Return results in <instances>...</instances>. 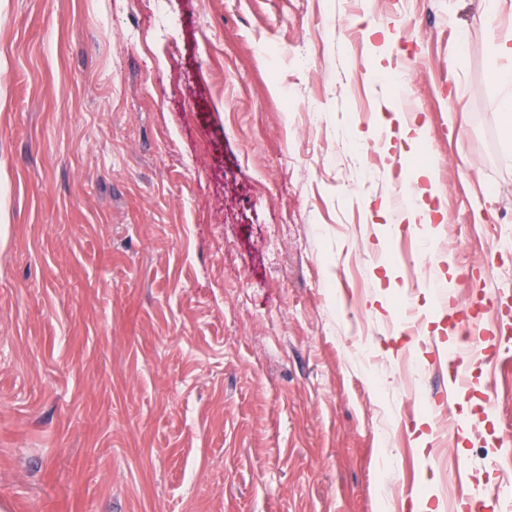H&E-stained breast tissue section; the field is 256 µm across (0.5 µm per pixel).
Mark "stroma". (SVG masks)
<instances>
[{
    "label": "stroma",
    "instance_id": "obj_1",
    "mask_svg": "<svg viewBox=\"0 0 512 512\" xmlns=\"http://www.w3.org/2000/svg\"><path fill=\"white\" fill-rule=\"evenodd\" d=\"M507 36L512 0H0V512L512 501V340L449 378L476 285L512 305ZM402 181L446 217L404 241ZM494 81L501 92V128L504 136L512 138V71L495 70Z\"/></svg>",
    "mask_w": 512,
    "mask_h": 512
}]
</instances>
